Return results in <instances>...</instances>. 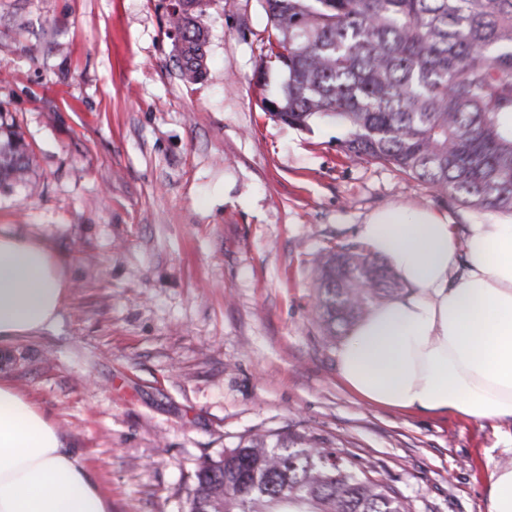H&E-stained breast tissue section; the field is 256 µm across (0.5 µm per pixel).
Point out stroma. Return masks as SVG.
<instances>
[{
	"mask_svg": "<svg viewBox=\"0 0 512 512\" xmlns=\"http://www.w3.org/2000/svg\"><path fill=\"white\" fill-rule=\"evenodd\" d=\"M207 71L184 82L168 0H0V123L30 184L0 225L51 241L57 322L0 344L8 378L58 422L112 512H186L193 475L241 439L306 433L396 486L413 512H487L512 423L398 413L337 380L315 268L375 211L508 222L395 166L348 163L343 127L272 121L263 0H205Z\"/></svg>",
	"mask_w": 512,
	"mask_h": 512,
	"instance_id": "1",
	"label": "stroma"
}]
</instances>
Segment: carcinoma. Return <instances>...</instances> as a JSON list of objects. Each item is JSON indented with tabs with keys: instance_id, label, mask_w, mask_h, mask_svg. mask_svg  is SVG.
Instances as JSON below:
<instances>
[{
	"instance_id": "obj_1",
	"label": "carcinoma",
	"mask_w": 512,
	"mask_h": 512,
	"mask_svg": "<svg viewBox=\"0 0 512 512\" xmlns=\"http://www.w3.org/2000/svg\"><path fill=\"white\" fill-rule=\"evenodd\" d=\"M268 63L287 73L278 121L346 127V157L390 163L441 194L512 212V0H263ZM169 13L180 77L202 78V0ZM20 139L0 141V183H25ZM316 311L324 335L346 334L404 289L363 244L321 256ZM187 512H412L394 486L366 475L312 436L271 432L240 441L196 470Z\"/></svg>"
}]
</instances>
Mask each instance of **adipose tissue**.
Instances as JSON below:
<instances>
[{"label": "adipose tissue", "mask_w": 512, "mask_h": 512, "mask_svg": "<svg viewBox=\"0 0 512 512\" xmlns=\"http://www.w3.org/2000/svg\"><path fill=\"white\" fill-rule=\"evenodd\" d=\"M406 286L352 327L341 383L396 411L471 422L512 418V223L470 225L403 206L360 227ZM69 281L51 243L0 227V343L50 328ZM0 512H112L55 420L0 378Z\"/></svg>", "instance_id": "ef3b65f1"}]
</instances>
